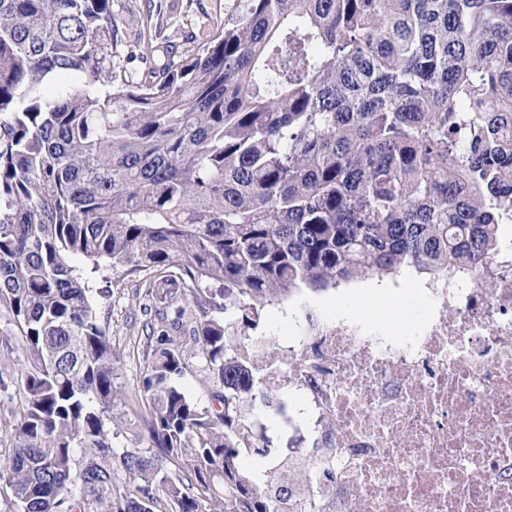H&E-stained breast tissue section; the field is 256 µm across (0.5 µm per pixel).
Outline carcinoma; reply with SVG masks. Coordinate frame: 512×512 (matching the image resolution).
I'll return each mask as SVG.
<instances>
[{"label": "carcinoma", "mask_w": 512, "mask_h": 512, "mask_svg": "<svg viewBox=\"0 0 512 512\" xmlns=\"http://www.w3.org/2000/svg\"><path fill=\"white\" fill-rule=\"evenodd\" d=\"M121 44L112 0H0V307L32 361L0 482L11 512H155L161 496L176 512H288V488L246 467L279 458L246 422L269 401L237 344L303 286L465 274L497 251L512 0L203 8L136 81ZM103 261L154 312L148 456L115 453L105 430L118 394L91 285ZM197 355L217 410L183 384ZM78 448L98 455L76 472Z\"/></svg>", "instance_id": "1"}]
</instances>
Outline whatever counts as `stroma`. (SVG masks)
Wrapping results in <instances>:
<instances>
[{
    "mask_svg": "<svg viewBox=\"0 0 512 512\" xmlns=\"http://www.w3.org/2000/svg\"><path fill=\"white\" fill-rule=\"evenodd\" d=\"M223 5L233 9L235 0H114L113 10L117 23L125 36L118 52L122 65L131 76H138L142 65L134 52L139 48L140 31L146 15H154L164 24L163 33L169 44L180 43L190 31L200 8ZM423 276H395L392 286L379 291L378 280H355L336 289L313 291L303 289L266 306L253 333L257 336L274 335L279 341L288 339V311L301 306L310 313L324 316L335 314L337 308H346L353 317L370 314L373 305H380L395 319L406 321L415 317L419 309L415 304V289L423 283ZM111 293L101 301L96 312L112 340L115 371L112 384L121 399L112 409V419L106 427L111 432L115 452L128 448H149V412L144 402L142 383L151 357L146 350L143 325L147 319L143 306L135 295L134 280L112 272L108 275ZM28 366L25 343L11 316L0 309V371L10 375L0 385V449L11 447V424L20 405L18 393L21 377ZM255 433L264 434L271 447L279 451L291 448H309L314 444L310 431L280 430L276 427L275 408H267L264 418L255 411L246 410Z\"/></svg>",
    "mask_w": 512,
    "mask_h": 512,
    "instance_id": "stroma-1",
    "label": "stroma"
}]
</instances>
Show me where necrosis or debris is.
I'll return each mask as SVG.
<instances>
[{"label":"necrosis or debris","instance_id":"1","mask_svg":"<svg viewBox=\"0 0 512 512\" xmlns=\"http://www.w3.org/2000/svg\"><path fill=\"white\" fill-rule=\"evenodd\" d=\"M256 351L262 385L296 398L280 425L317 433L288 459L293 512H512V242L463 278L439 273L416 321L305 316Z\"/></svg>","mask_w":512,"mask_h":512}]
</instances>
